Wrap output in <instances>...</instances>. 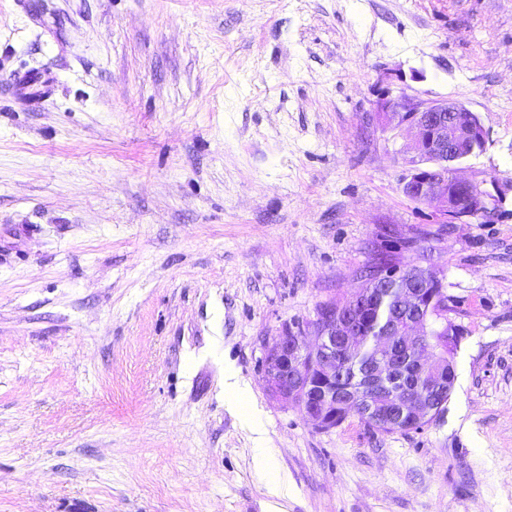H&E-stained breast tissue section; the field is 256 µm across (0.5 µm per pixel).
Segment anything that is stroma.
Listing matches in <instances>:
<instances>
[{"mask_svg": "<svg viewBox=\"0 0 512 512\" xmlns=\"http://www.w3.org/2000/svg\"><path fill=\"white\" fill-rule=\"evenodd\" d=\"M386 86L480 116L498 216L403 193ZM416 228L447 409L316 430L265 349ZM260 441L282 512H512V0H0V512H266ZM224 389L232 406L246 418L249 408V388L240 381L236 372L231 368L224 371Z\"/></svg>", "mask_w": 512, "mask_h": 512, "instance_id": "obj_1", "label": "stroma"}]
</instances>
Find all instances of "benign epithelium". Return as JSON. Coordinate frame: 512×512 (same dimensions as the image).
<instances>
[{
	"mask_svg": "<svg viewBox=\"0 0 512 512\" xmlns=\"http://www.w3.org/2000/svg\"><path fill=\"white\" fill-rule=\"evenodd\" d=\"M383 132L413 133L410 148L403 150V192L410 199L429 204L444 224L483 221L500 208L501 199L477 182L461 176V164L486 150L488 133L479 116L463 103L440 100L417 103L390 87L377 97L372 117ZM382 276L394 279L402 320L378 336L372 360L355 381L336 391L337 353L359 348L356 325L368 321L364 300L373 288H363L352 299L358 308L346 317L322 323L323 308L316 318L285 326L273 338L261 361V372L271 396L299 406L307 421L320 431L336 428V408L354 412L373 427L391 424L410 416L428 424L436 410L433 396L419 382L400 373L401 354L409 356L417 368L444 381L445 362L428 334L434 328L458 335L453 321L436 324L423 299L428 297L420 284L442 280L436 266L401 261ZM383 389L390 394L381 404L371 396Z\"/></svg>",
	"mask_w": 512,
	"mask_h": 512,
	"instance_id": "7a95c632",
	"label": "benign epithelium"
}]
</instances>
